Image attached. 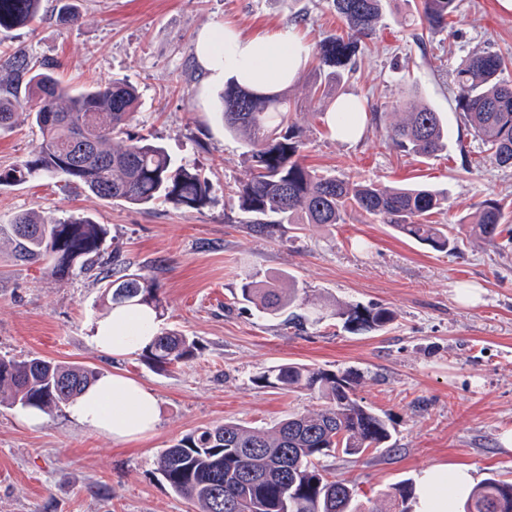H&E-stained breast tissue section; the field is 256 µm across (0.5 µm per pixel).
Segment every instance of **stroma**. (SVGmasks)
Segmentation results:
<instances>
[{
    "label": "stroma",
    "instance_id": "35a3bbf8",
    "mask_svg": "<svg viewBox=\"0 0 512 512\" xmlns=\"http://www.w3.org/2000/svg\"><path fill=\"white\" fill-rule=\"evenodd\" d=\"M79 18L55 19V0L30 27L0 30V50L25 48L59 65L81 89L129 80L141 106L131 132L162 143L174 159L203 168L211 182L200 209L159 202L147 209L104 201L49 179L0 186V224L39 210L57 218H92L108 229L107 251L121 267L147 269L163 300L160 326L195 337L191 362L160 371L140 354L114 359L90 336L108 308L95 272L62 279L16 263L0 248V356H41L105 372L120 369L151 388L161 422L137 443L82 427L55 410L37 426L0 403V512H193L157 472L159 453L197 428L230 420L272 426L292 413L318 411L307 391L257 384L285 362L351 372L359 400L385 416L389 447L360 456L327 457L329 476L351 481L363 512H400L391 487L414 485L428 467L464 463L483 480H512V240H464L461 252H436L396 235L377 219L350 214L345 223L285 225L253 232L229 200L246 167L245 147L224 128L216 102L223 83L197 59L203 29L227 26L247 36L291 30L318 46L341 26L331 0H78ZM413 0H385L375 37L362 44L347 87L367 116L362 138L331 133L334 101L307 102L310 65L290 80L302 106L297 123L309 144L306 165L398 186L447 189L445 224L500 200L512 221V169L498 167L456 110L452 75L477 51L512 57V9L501 0H459L446 32L418 45L408 24ZM417 94L440 112L448 146L435 157L408 155L386 136L395 100ZM40 142L19 120L0 132V169L16 165ZM274 285L295 279L322 306L302 328L238 300L245 277ZM339 303L382 306L387 328L344 331Z\"/></svg>",
    "mask_w": 512,
    "mask_h": 512
}]
</instances>
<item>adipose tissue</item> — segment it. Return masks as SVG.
<instances>
[{
  "instance_id": "obj_1",
  "label": "adipose tissue",
  "mask_w": 512,
  "mask_h": 512,
  "mask_svg": "<svg viewBox=\"0 0 512 512\" xmlns=\"http://www.w3.org/2000/svg\"><path fill=\"white\" fill-rule=\"evenodd\" d=\"M307 46L290 32L245 36L231 28L203 31L198 58L213 78L234 77L251 86L269 85L293 72ZM157 330L156 311L147 304L117 306L100 319L91 341L115 357L147 347ZM70 418L117 441H137L152 435L160 423L154 391L124 374H100L68 407ZM476 483L465 464L433 466L421 471L415 484L413 512H459Z\"/></svg>"
}]
</instances>
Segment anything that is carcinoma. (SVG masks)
I'll return each mask as SVG.
<instances>
[{
    "instance_id": "carcinoma-1",
    "label": "carcinoma",
    "mask_w": 512,
    "mask_h": 512,
    "mask_svg": "<svg viewBox=\"0 0 512 512\" xmlns=\"http://www.w3.org/2000/svg\"><path fill=\"white\" fill-rule=\"evenodd\" d=\"M43 0H0V29L27 26L40 16ZM458 0H420L416 25L431 33L448 28ZM342 21L340 33L319 44L309 97L324 102L338 95L354 72L359 46L372 38L383 15V0H332ZM56 19L74 22L73 0H56ZM512 62L496 52L475 53L454 71L457 108L501 168H512ZM57 65L24 48L0 58V131L18 113L40 134L38 147L20 163L0 170V185H20L37 177L59 179L112 202L147 206L157 201L195 208L205 204L210 184L189 165H174L160 144L133 136L138 93L125 79L103 87L72 90L56 74ZM407 120L388 128L403 152L429 158L447 148L448 132L440 114L407 99L398 103ZM224 129L242 138L250 165L231 189V198L250 216L254 232L272 236L286 224H343L348 214H365L401 235L438 252H458L464 238L430 217L447 210L448 191L429 185L382 187L319 173L306 166L303 130L290 118L284 83L255 90L229 80L219 96ZM470 224L468 235L493 241L512 230L501 206L488 199ZM108 231L88 217L55 218L21 212L0 225V242L22 264H39L54 278L93 270L102 258ZM103 299L110 305L142 302L162 308L155 278L140 269L106 277ZM241 301L266 315L288 314L296 328L306 316L294 311L310 301L299 297L296 281L275 288L249 280ZM336 319L347 331L377 330L390 324L386 308L338 304ZM195 340L180 330L159 332L142 360L158 370L184 365L196 357ZM99 372L41 357H0V401L34 407L45 414L68 404ZM284 391L318 394L323 408L290 414L275 425L249 427L236 422L195 429L162 451L157 470L170 490L195 512H360L344 479H329L320 459L333 453L363 454L388 443L387 420L359 401L350 374L338 375L307 364L277 365L257 378ZM463 512H512V481L489 478L473 489Z\"/></svg>"
}]
</instances>
